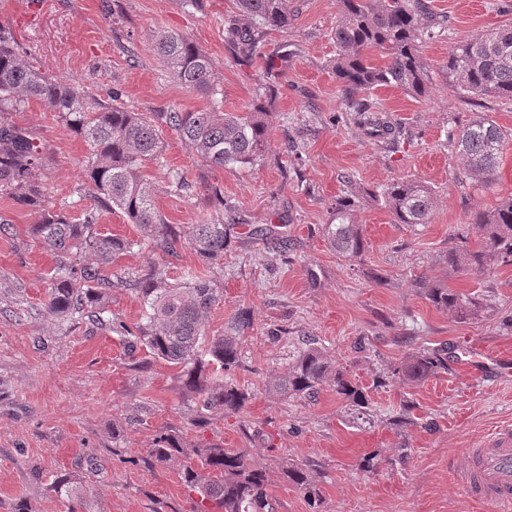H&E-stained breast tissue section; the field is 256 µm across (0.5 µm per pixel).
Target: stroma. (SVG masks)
Listing matches in <instances>:
<instances>
[{"label": "stroma", "mask_w": 512, "mask_h": 512, "mask_svg": "<svg viewBox=\"0 0 512 512\" xmlns=\"http://www.w3.org/2000/svg\"><path fill=\"white\" fill-rule=\"evenodd\" d=\"M450 28L427 44L431 94L415 99L393 87L374 97L404 127L398 152L344 113L332 69L337 0H290L288 29L270 32L261 54L243 59L225 29L236 16L233 0H0V29L37 70L84 86L102 101L120 89L121 105L134 112L176 106L242 112L268 83V65L281 44L296 55L273 97L271 142L293 139L298 165L266 160L253 167L214 169L171 131L146 175L167 223H199L208 207L205 186L223 189L241 223L224 256V299L208 315L209 334L223 331L239 310L252 326L239 342L234 382L249 394L243 412H215L199 425L179 390V371L161 361L140 366L116 333L77 320L48 317L45 304L56 258L32 239L36 216L0 198V215L14 227L0 234V512L25 500L29 512H69L54 493L56 474L78 471L91 488L95 512H191L179 464L150 461L161 432L176 430L189 444L219 441L243 449L267 470L276 512H491L458 484L469 448L482 447L489 429L512 422V379L478 378L466 366L475 349L512 355V265L485 273L448 276L449 287L484 300L480 316L461 323L426 299L415 282L444 272L450 249L460 246L462 225L475 211L512 196V142L505 145L488 186L464 178L448 132L481 110L512 130V101L480 105L456 95L444 63L449 49L504 24L512 25V0H427ZM183 35L211 58L221 90L200 96L173 80L159 60V33ZM47 147L44 183L56 206L79 216L93 203L77 194L86 144L54 113L30 104L12 113ZM183 173L193 191H171V172ZM352 175L364 194L353 212L368 244L362 260L339 255L320 233L331 206ZM418 179L437 195L431 223L396 224L371 190ZM286 225L290 263L255 227ZM104 232L134 240L118 264L154 260L149 244L121 214L104 215ZM319 276L310 287L306 269ZM315 339L334 362L347 366L370 397L369 426L352 423L331 387L317 401L270 395L267 383L288 371L300 334ZM365 350H356V342ZM453 344L451 371L415 385L376 379L419 346ZM413 400L421 425L398 431L388 417ZM375 456L378 467L364 460ZM300 466L319 490L307 498L288 483L285 468Z\"/></svg>", "instance_id": "stroma-1"}]
</instances>
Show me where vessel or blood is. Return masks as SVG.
<instances>
[{"instance_id":"b4317fda","label":"vessel or blood","mask_w":512,"mask_h":512,"mask_svg":"<svg viewBox=\"0 0 512 512\" xmlns=\"http://www.w3.org/2000/svg\"><path fill=\"white\" fill-rule=\"evenodd\" d=\"M460 480L469 496L492 512H512V424L495 427L483 447L472 449Z\"/></svg>"}]
</instances>
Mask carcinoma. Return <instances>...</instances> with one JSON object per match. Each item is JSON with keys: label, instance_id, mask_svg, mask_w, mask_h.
<instances>
[{"label": "carcinoma", "instance_id": "cac0c4a2", "mask_svg": "<svg viewBox=\"0 0 512 512\" xmlns=\"http://www.w3.org/2000/svg\"><path fill=\"white\" fill-rule=\"evenodd\" d=\"M238 18L229 22L227 35L245 57L261 53L271 30L288 28L292 11L288 0H234ZM333 71L344 95L345 111L354 120L378 132L392 151L400 144V122L379 117L382 108L370 98L372 91L393 86L414 98L431 92L426 43L445 32L446 21H435L425 0H338ZM157 53L172 77L201 95H217L211 58L194 42L179 34L163 32ZM378 53L383 61L373 60ZM448 84L466 99L512 100V26L505 25L467 40L448 52ZM271 87L244 112L214 109L183 110L170 106L162 112H134L120 104L119 90L112 103L99 102L80 85L62 83L35 70L0 34V195L37 214L27 233L58 257L47 299V312L59 319L77 317L93 327L114 330L109 319L112 290L125 288L137 294L145 311L130 328L120 325L125 347H145L151 360H162L179 369L183 395L194 401L198 418L213 412L238 413L248 393L231 380L239 365L238 337L251 324L247 311L238 313L223 334H206L211 309L224 297L218 272L224 271V252L237 238L238 223L224 220L230 207L224 192L208 187L213 211L184 231L166 223L156 201L153 183L144 175L148 165L161 159V130L168 128L188 142L215 168L255 166L272 154L268 101ZM35 102L57 114L72 134L89 147L82 161L83 180L76 193L93 199L94 206L75 219L50 199L43 182V148L29 131L8 118ZM448 138L461 161L463 174L475 183L492 181L504 144L512 132L504 131L483 113H475ZM347 191L336 196L333 217L321 227L336 251L351 260L366 252L359 225L351 222L358 192L353 178L342 176ZM395 224H429L436 208L433 190L421 181L401 180L377 190ZM121 213L135 225L159 258L143 267L112 271V264L137 245L128 238L104 233L99 227L106 213ZM477 239L476 246L448 252L446 271L483 273L494 265H512V196L493 208L477 212L462 236ZM188 242L206 272L171 275L166 258ZM447 276L431 283L416 282L429 300L458 319L474 317L481 307L473 293L448 287ZM448 344L420 346L377 383L404 380L420 384L449 370ZM333 387L354 422L370 424L373 415L364 387L335 364L314 340L302 341L288 374L275 380L270 391L280 397L314 400L323 385ZM148 456L159 463L186 458L179 471L186 491L197 495L193 512H273L267 493L264 467L251 462L242 451L222 443L187 445L179 433L167 431L154 440ZM289 482L307 497L318 495L303 467L286 468ZM51 489L76 503L71 512H93L92 492L83 490L75 475L55 476Z\"/></svg>", "mask_w": 512, "mask_h": 512}]
</instances>
